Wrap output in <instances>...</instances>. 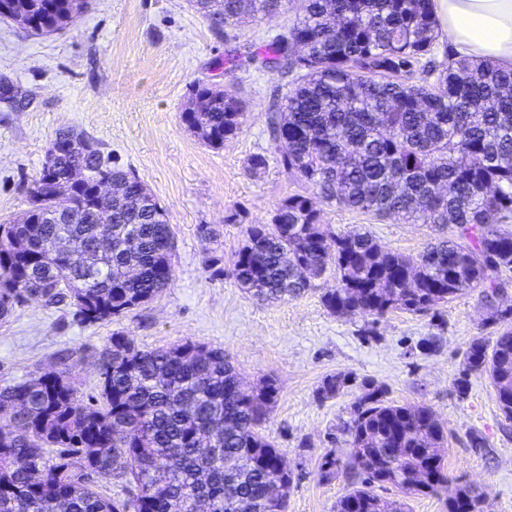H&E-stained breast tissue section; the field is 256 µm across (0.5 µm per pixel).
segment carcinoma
<instances>
[{
	"mask_svg": "<svg viewBox=\"0 0 512 512\" xmlns=\"http://www.w3.org/2000/svg\"><path fill=\"white\" fill-rule=\"evenodd\" d=\"M20 14L73 24L89 0H15ZM218 35L246 19L264 21L288 0H190ZM439 31L431 0H300L295 20L264 40L252 60L291 84L267 116L280 163L312 189L292 194L267 224H250L233 276L262 301L297 296L334 262L338 282L321 300L337 317L431 310L467 292L483 293L488 320L499 274L512 269V69L431 55ZM196 112L182 120L211 147L238 136L245 102L230 84L200 85ZM87 171L79 183L71 168ZM53 181L40 171L41 197L29 192L26 223L0 224V318L40 301L74 307L96 324L154 299L174 280L165 211L135 175L112 167L100 149L57 156ZM120 190L102 202L99 182ZM340 209L416 224H451L408 258L382 249L368 233L323 227L315 200ZM111 225L103 244L93 221ZM304 268L308 275H299ZM99 396L84 402L63 370L0 386V512H287L293 478L285 455L261 432L279 395L270 381L243 384L221 348L185 342L144 350L115 335L97 358ZM455 380L486 372L512 421V328L488 347L475 338ZM360 477L336 512H406L380 497L448 484V435L426 405H398L364 383L347 430ZM131 487L115 501L89 482L94 468ZM485 492L459 485L448 512H476Z\"/></svg>",
	"mask_w": 512,
	"mask_h": 512,
	"instance_id": "cac0c4a2",
	"label": "carcinoma"
}]
</instances>
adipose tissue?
I'll return each mask as SVG.
<instances>
[{"mask_svg": "<svg viewBox=\"0 0 512 512\" xmlns=\"http://www.w3.org/2000/svg\"><path fill=\"white\" fill-rule=\"evenodd\" d=\"M432 9L459 55L512 67V0H432Z\"/></svg>", "mask_w": 512, "mask_h": 512, "instance_id": "adipose-tissue-1", "label": "adipose tissue"}]
</instances>
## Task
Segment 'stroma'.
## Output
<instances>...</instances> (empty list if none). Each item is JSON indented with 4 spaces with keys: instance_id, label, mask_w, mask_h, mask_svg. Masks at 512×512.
Instances as JSON below:
<instances>
[{
    "instance_id": "35a3bbf8",
    "label": "stroma",
    "mask_w": 512,
    "mask_h": 512,
    "mask_svg": "<svg viewBox=\"0 0 512 512\" xmlns=\"http://www.w3.org/2000/svg\"><path fill=\"white\" fill-rule=\"evenodd\" d=\"M287 14L243 22L238 39L216 35L189 0H90L67 28L35 35L0 17V224L29 207L57 130L98 142L134 171L164 209L175 241V277L154 300L122 316L79 323L71 307L26 303L0 319V386L66 366L80 398L97 392L96 359L122 334L139 348L193 342L224 349L244 381H275L279 396L264 429L293 471L288 512H336L351 487L349 471L320 478L326 454L346 458L345 427L364 381L386 400L432 408L448 432L450 484L487 493L484 512H512V421L505 420L487 374H463L474 338L494 343L497 326L473 292L435 311L339 318L321 302L335 287L326 272L315 290L273 303L245 293L231 260L250 224H265L284 198L308 193L277 161L266 115L278 105L277 74L249 61L254 44L287 24ZM233 82L248 104L241 134L213 148L181 119L198 84ZM265 155L264 170L249 159ZM321 222L338 234L370 232L378 244L417 256L437 233L429 224L379 220L321 205ZM219 230L208 239L200 229ZM437 348H427L429 339ZM346 384L323 397L327 377ZM467 378V392L454 383ZM483 445L471 447V436Z\"/></svg>"
}]
</instances>
